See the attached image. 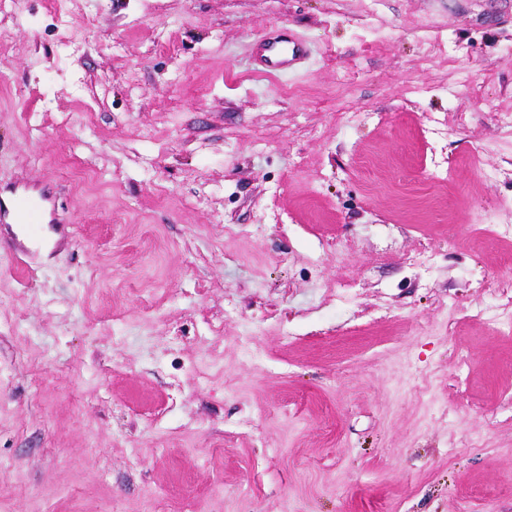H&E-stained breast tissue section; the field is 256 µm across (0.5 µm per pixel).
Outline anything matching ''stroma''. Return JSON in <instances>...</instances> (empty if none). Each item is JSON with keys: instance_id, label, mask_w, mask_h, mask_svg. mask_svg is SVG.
Here are the masks:
<instances>
[{"instance_id": "35a3bbf8", "label": "stroma", "mask_w": 512, "mask_h": 512, "mask_svg": "<svg viewBox=\"0 0 512 512\" xmlns=\"http://www.w3.org/2000/svg\"><path fill=\"white\" fill-rule=\"evenodd\" d=\"M21 188L0 512H512V0H0ZM280 42L275 38L268 41L261 49L259 60L264 71H288L306 58L307 48L304 43L289 39L288 48L282 49L278 46ZM48 199L43 196H31L25 192L16 195L13 201V219L15 224H32L45 211Z\"/></svg>"}]
</instances>
